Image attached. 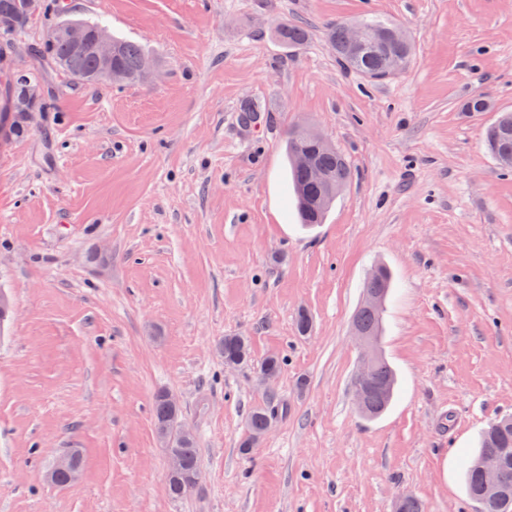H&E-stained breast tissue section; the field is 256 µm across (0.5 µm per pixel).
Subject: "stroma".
Here are the masks:
<instances>
[{
	"instance_id": "obj_1",
	"label": "stroma",
	"mask_w": 512,
	"mask_h": 512,
	"mask_svg": "<svg viewBox=\"0 0 512 512\" xmlns=\"http://www.w3.org/2000/svg\"><path fill=\"white\" fill-rule=\"evenodd\" d=\"M144 44L143 84L41 87L0 145V512H477L463 478L481 431L512 414V172L483 143L512 110V0H66ZM54 0L13 41L23 67ZM377 17L414 45L371 83L330 24ZM301 24L293 50L275 29ZM262 107L239 120L241 103ZM307 124L352 168L323 224H298L286 132ZM393 277L382 350L389 410L360 417L352 317ZM312 321L299 334L296 318ZM247 337L252 366L216 343ZM284 365L263 383L252 367ZM173 394L201 477L168 498L151 404ZM288 411L250 454V410ZM79 449L70 484L56 460Z\"/></svg>"
}]
</instances>
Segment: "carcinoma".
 <instances>
[{
  "label": "carcinoma",
  "instance_id": "carcinoma-1",
  "mask_svg": "<svg viewBox=\"0 0 512 512\" xmlns=\"http://www.w3.org/2000/svg\"><path fill=\"white\" fill-rule=\"evenodd\" d=\"M24 0H0V35L13 37L23 31L28 23L23 10ZM364 31L363 45L351 50L347 46L348 25L336 23L330 26L328 39L331 49L341 64L369 81L385 80L405 66L413 52V46L402 47L385 36V32L394 25L381 19L362 23ZM308 30L299 25H287L277 30V37L292 48L304 45L308 40ZM116 51L112 56V70L116 82H136L144 77L141 70L143 58L147 56L143 45L123 38H112ZM31 62L23 68L14 67L10 61L0 60V125L8 117L16 115L18 84L24 79L43 81L54 75L65 83L77 88L83 81L81 75L94 70L96 59L89 54H78L72 46L56 39L52 34L31 49ZM305 127L294 126L288 132V161L290 177L296 197L300 223L307 226L321 224L333 200H325L327 191L339 194L351 177L350 167L345 157L334 146H325L303 135ZM485 143L488 150L505 167L512 168V113L503 112L487 128ZM312 154L314 165L329 178L321 182L313 174L299 167L294 159L296 147ZM391 277L387 268L369 278L365 284V293L387 297ZM382 310L366 305L358 309L354 325L366 329L381 337ZM217 349L226 360H234L243 366L251 365L248 340L243 336L227 335L217 344ZM396 376L385 359L380 355L374 361L371 375L365 383L360 414L374 419L385 412L394 396ZM284 405L268 401L252 409L247 419V432L242 441L244 451L256 447L265 436L269 425L283 413ZM173 408L166 392L159 391L153 397L154 423L169 419ZM171 451L178 455L183 463L177 474L167 475V494L172 499H181L198 483L201 474L200 451L196 448L195 434L187 429L175 435L171 442ZM505 454L502 484L509 492L506 503L488 508V512H512V416H503L494 420V425L482 433L478 455ZM465 485L470 499L478 498L482 491L481 480L473 463L465 468Z\"/></svg>",
  "mask_w": 512,
  "mask_h": 512
}]
</instances>
